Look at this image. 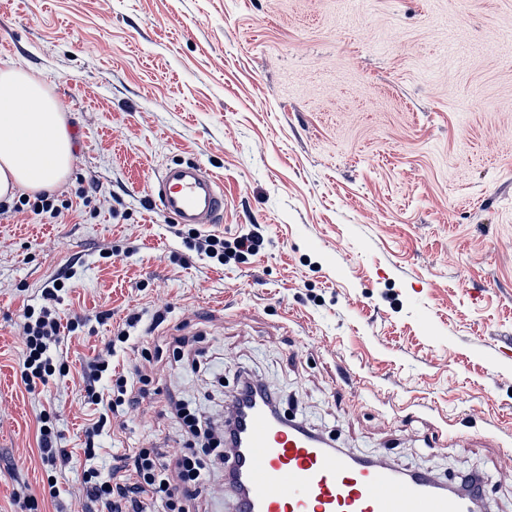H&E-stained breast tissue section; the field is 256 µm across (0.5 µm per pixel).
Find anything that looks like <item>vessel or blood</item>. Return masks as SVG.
Instances as JSON below:
<instances>
[{"label": "vessel or blood", "mask_w": 512, "mask_h": 512, "mask_svg": "<svg viewBox=\"0 0 512 512\" xmlns=\"http://www.w3.org/2000/svg\"><path fill=\"white\" fill-rule=\"evenodd\" d=\"M155 206L175 223L211 226L224 217V187L195 163L166 165L150 187ZM227 465L242 477L247 493L234 512H471L483 499V480L466 494L455 480L403 474L391 466L357 458L299 423L263 408L248 410Z\"/></svg>", "instance_id": "obj_1"}]
</instances>
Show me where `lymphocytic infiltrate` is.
I'll use <instances>...</instances> for the list:
<instances>
[{
  "label": "lymphocytic infiltrate",
  "instance_id": "lymphocytic-infiltrate-1",
  "mask_svg": "<svg viewBox=\"0 0 512 512\" xmlns=\"http://www.w3.org/2000/svg\"><path fill=\"white\" fill-rule=\"evenodd\" d=\"M175 236L207 258L224 261L228 256L242 257L259 252V237L244 234L227 241L213 234H202L194 228H178ZM67 288L66 277L53 280L42 291L40 305L27 306L24 310V350L19 361L20 377L28 389L46 382L50 375L62 332H76L82 325L80 317L62 319L54 308L61 292ZM128 330L109 339L104 354L91 361L82 373V384L88 403L99 406L100 413L85 430L83 455L85 466L81 484L88 497L100 507L99 512H184L187 503L196 500L206 471L204 460L193 453L169 463L159 448H135L127 455L121 473H103L97 461L101 456L98 439L102 436L111 417L124 408L142 403L145 391L135 390L125 373L112 367L111 357L117 344L127 343Z\"/></svg>",
  "mask_w": 512,
  "mask_h": 512
}]
</instances>
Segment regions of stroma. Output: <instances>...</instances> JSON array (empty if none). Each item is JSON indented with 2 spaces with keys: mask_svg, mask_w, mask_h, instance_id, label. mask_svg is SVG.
I'll use <instances>...</instances> for the list:
<instances>
[{
  "mask_svg": "<svg viewBox=\"0 0 512 512\" xmlns=\"http://www.w3.org/2000/svg\"><path fill=\"white\" fill-rule=\"evenodd\" d=\"M2 68L51 90L73 162L64 216L0 214V512L23 485L86 512L81 372L134 314L114 363L149 395L104 470L189 453L169 401L220 427L249 375L335 447L482 475V512H512V0H0ZM179 161L222 180L212 231L261 234L256 255L171 233L148 187ZM67 270L57 309L86 323L30 391L23 310ZM44 413L72 455L53 472Z\"/></svg>",
  "mask_w": 512,
  "mask_h": 512,
  "instance_id": "35a3bbf8",
  "label": "stroma"
}]
</instances>
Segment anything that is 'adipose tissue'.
<instances>
[{
	"mask_svg": "<svg viewBox=\"0 0 512 512\" xmlns=\"http://www.w3.org/2000/svg\"><path fill=\"white\" fill-rule=\"evenodd\" d=\"M71 161L60 106L44 83L24 71L0 70V199L52 190Z\"/></svg>",
	"mask_w": 512,
	"mask_h": 512,
	"instance_id": "1",
	"label": "adipose tissue"
}]
</instances>
